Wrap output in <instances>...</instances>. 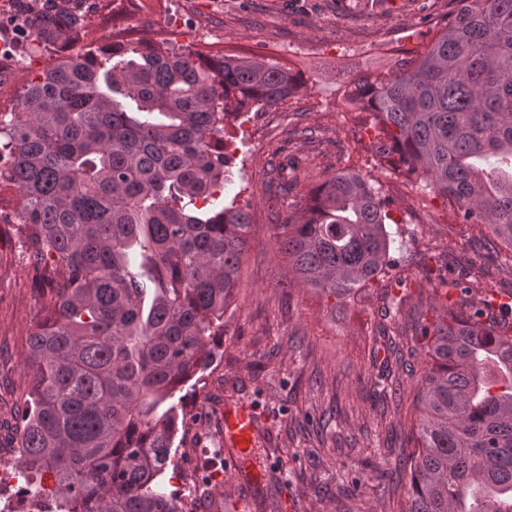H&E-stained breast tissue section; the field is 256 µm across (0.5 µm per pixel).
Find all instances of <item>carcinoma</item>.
<instances>
[{"label":"carcinoma","mask_w":512,"mask_h":512,"mask_svg":"<svg viewBox=\"0 0 512 512\" xmlns=\"http://www.w3.org/2000/svg\"><path fill=\"white\" fill-rule=\"evenodd\" d=\"M30 37L65 48L82 17L35 11ZM383 77L347 82L388 163L512 252V0H448V24ZM306 85L263 57L165 42L63 54L0 115V186L46 298L28 337L18 460L54 480L60 512H184L162 476L178 405L214 358L252 219L229 182L226 120ZM381 192L340 171L277 243L300 286L344 303L390 264ZM420 325L432 366L402 512H512V305Z\"/></svg>","instance_id":"1"}]
</instances>
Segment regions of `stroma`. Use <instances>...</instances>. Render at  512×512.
Wrapping results in <instances>:
<instances>
[{
    "mask_svg": "<svg viewBox=\"0 0 512 512\" xmlns=\"http://www.w3.org/2000/svg\"><path fill=\"white\" fill-rule=\"evenodd\" d=\"M68 7L83 17L75 54L109 45L119 28L134 25L207 55H262L306 80L298 95L225 130L236 157L232 180L245 188L240 202L253 226L216 357L181 391L184 424L172 448L178 469L170 489L185 497L194 449L223 447L225 408L249 402L270 433L255 460L269 466L273 494L253 512H290L297 501L310 512H400L410 475L395 462L414 446L416 397L429 366L415 325L443 316L446 284L459 274L471 300L512 296V252L484 227L459 223L442 195L381 160L365 113L343 102L341 85L358 70L390 74L392 63L423 49L447 22L448 0H401L397 8L384 0H68ZM170 13L180 25L167 32ZM24 18V9L0 5V26L18 55L16 64H0L5 112L56 54L32 43ZM288 159L297 185L275 203L276 167ZM341 170L380 189L398 240L392 266L361 298L336 306L289 284L276 234L314 187ZM18 208L17 191L0 190V446L17 484L33 492L52 481L22 469L14 446L28 386L27 339L44 300L33 286Z\"/></svg>",
    "mask_w": 512,
    "mask_h": 512,
    "instance_id": "stroma-1",
    "label": "stroma"
}]
</instances>
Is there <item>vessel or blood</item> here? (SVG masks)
I'll list each match as a JSON object with an SVG mask.
<instances>
[{
	"label": "vessel or blood",
	"instance_id": "obj_1",
	"mask_svg": "<svg viewBox=\"0 0 512 512\" xmlns=\"http://www.w3.org/2000/svg\"><path fill=\"white\" fill-rule=\"evenodd\" d=\"M260 438L257 413L251 404L243 403L224 412L226 459L237 474L231 488L233 496H241L243 488L265 483L268 472L253 468L252 453Z\"/></svg>",
	"mask_w": 512,
	"mask_h": 512
}]
</instances>
